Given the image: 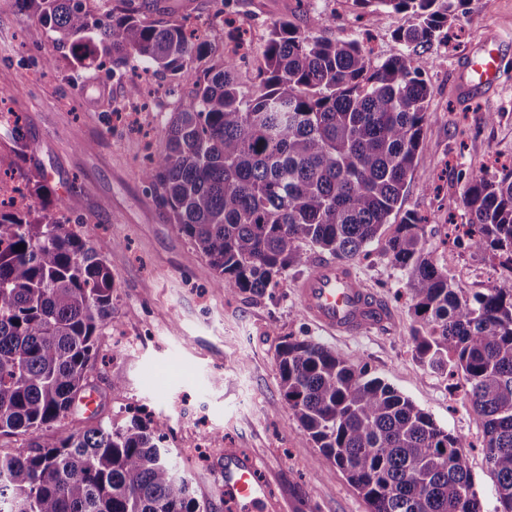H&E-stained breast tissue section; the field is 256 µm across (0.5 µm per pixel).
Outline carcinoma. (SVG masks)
Masks as SVG:
<instances>
[{
	"instance_id": "cac0c4a2",
	"label": "carcinoma",
	"mask_w": 512,
	"mask_h": 512,
	"mask_svg": "<svg viewBox=\"0 0 512 512\" xmlns=\"http://www.w3.org/2000/svg\"><path fill=\"white\" fill-rule=\"evenodd\" d=\"M80 66L129 60L175 75L210 43L174 13L149 21L128 2L17 0ZM406 12L399 42L440 38L464 0H356ZM272 26L259 84L245 93L236 60L195 82L165 147L142 171L171 223L225 290L260 295L310 263L309 244L340 260L366 252L401 207L429 115L426 61L369 62L360 41ZM24 206L0 204V438L43 432L86 387L101 327L112 321L116 276L84 233L55 217L65 200L42 184ZM455 238L512 265V168L476 175L460 195ZM24 245L21 250L16 246ZM409 212L385 253L406 276L419 318L417 359L463 382L484 428L498 512H512V277L466 296L426 251ZM283 399L319 463L336 467L370 512H482L463 440L362 365L312 339L277 349ZM163 425L138 417L62 432L0 452V512H208L160 446Z\"/></svg>"
}]
</instances>
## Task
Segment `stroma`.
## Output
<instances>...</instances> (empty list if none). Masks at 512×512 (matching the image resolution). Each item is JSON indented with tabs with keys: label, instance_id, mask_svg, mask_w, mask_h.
I'll return each instance as SVG.
<instances>
[{
	"label": "stroma",
	"instance_id": "obj_1",
	"mask_svg": "<svg viewBox=\"0 0 512 512\" xmlns=\"http://www.w3.org/2000/svg\"><path fill=\"white\" fill-rule=\"evenodd\" d=\"M135 2L151 20L167 9L186 17L211 44L207 55L188 63L176 78H152L141 101L127 97L126 87L143 63L133 60L112 73L77 66L57 51L36 17L19 11L16 0H0V100L20 116L28 144L18 151L11 121L0 118V169L14 171L19 180L46 178L64 197L68 221L82 225L116 275L112 320L99 331L96 363L84 390L93 403L75 404L56 431L145 414L163 421L165 446L178 472L210 512H229L221 494L228 448L250 454L292 512H368L340 471L317 466V448L282 401L276 349L288 337H307L367 366L371 376L462 438L483 510L495 512L496 480L485 460L483 427L464 389L449 390L446 374L415 358L409 336L416 318L407 280L384 247L403 214L414 212L424 218L426 247L454 288L470 295L503 280L497 262L453 243L449 232L451 223L465 221L464 182L512 165V0H466L440 41L414 50L395 38L410 25L409 14L365 9L355 0ZM221 8L253 47L249 63L237 68L246 91L258 83L270 28L282 18L303 29L311 16H320L319 36L360 40L374 64L413 52L425 59L429 119L415 177L384 237L352 263L389 305L393 321L387 328L336 337L317 329L294 292L304 273L300 267L263 295L226 293L142 181L146 155L161 149L172 113L189 107L199 76L224 64L228 46L217 16ZM478 47L497 54V85L463 103L456 95L463 58ZM47 54L56 59L50 70L41 64ZM490 113L495 122L487 121Z\"/></svg>",
	"mask_w": 512,
	"mask_h": 512
}]
</instances>
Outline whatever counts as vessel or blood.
<instances>
[{
	"instance_id": "vessel-or-blood-1",
	"label": "vessel or blood",
	"mask_w": 512,
	"mask_h": 512,
	"mask_svg": "<svg viewBox=\"0 0 512 512\" xmlns=\"http://www.w3.org/2000/svg\"><path fill=\"white\" fill-rule=\"evenodd\" d=\"M462 73L465 91L493 87L497 81L493 51L467 53ZM295 291L305 316L330 336H352L379 327L391 317L374 291L344 263L311 264L307 274L296 281ZM224 498L259 512H283L255 462L234 448L224 451Z\"/></svg>"
}]
</instances>
